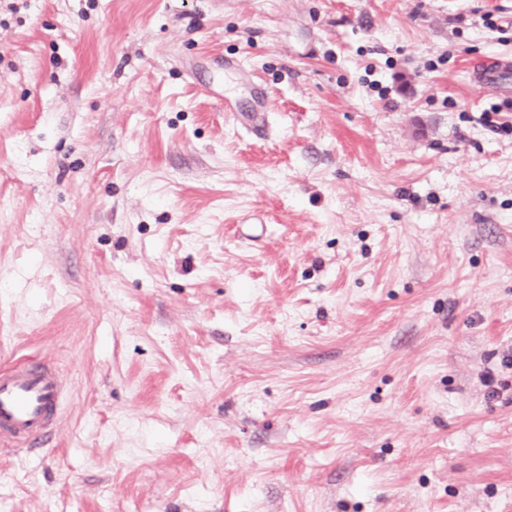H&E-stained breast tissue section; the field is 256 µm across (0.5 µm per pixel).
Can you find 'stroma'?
I'll return each mask as SVG.
<instances>
[{
  "mask_svg": "<svg viewBox=\"0 0 512 512\" xmlns=\"http://www.w3.org/2000/svg\"><path fill=\"white\" fill-rule=\"evenodd\" d=\"M501 56L512 0H0V367L68 382L0 512H512ZM474 71L478 72V77L475 79V82L479 89H491L495 90L497 93L505 96L512 95V91L510 92L507 87H504L499 80L497 72L492 67L487 66H478ZM272 110L271 98L258 87L253 90V105L248 111L240 110L235 100L224 96V112H229L237 125L249 130L254 135L267 131L269 112Z\"/></svg>",
  "mask_w": 512,
  "mask_h": 512,
  "instance_id": "obj_1",
  "label": "stroma"
}]
</instances>
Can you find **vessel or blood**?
I'll return each instance as SVG.
<instances>
[{"label": "vessel or blood", "mask_w": 512, "mask_h": 512, "mask_svg": "<svg viewBox=\"0 0 512 512\" xmlns=\"http://www.w3.org/2000/svg\"><path fill=\"white\" fill-rule=\"evenodd\" d=\"M224 109L236 124L259 135L268 129L272 101L262 89H254L253 105L243 111L233 99ZM66 383L50 363L16 364L0 370V445L29 448L57 429Z\"/></svg>", "instance_id": "b4317fda"}]
</instances>
